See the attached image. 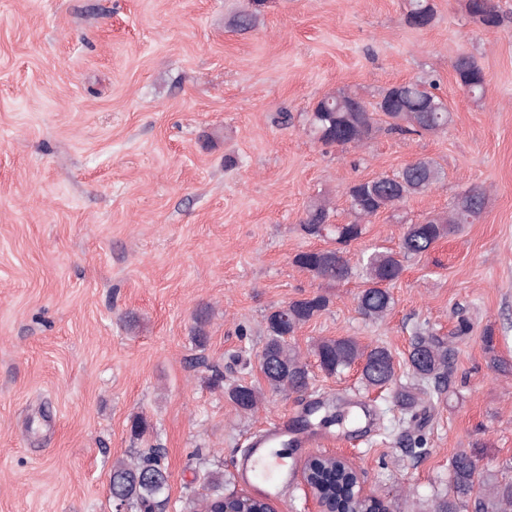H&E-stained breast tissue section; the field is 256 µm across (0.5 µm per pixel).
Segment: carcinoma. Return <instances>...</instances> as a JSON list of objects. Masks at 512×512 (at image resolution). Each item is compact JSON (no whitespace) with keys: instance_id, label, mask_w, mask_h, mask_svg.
Wrapping results in <instances>:
<instances>
[{"instance_id":"1","label":"carcinoma","mask_w":512,"mask_h":512,"mask_svg":"<svg viewBox=\"0 0 512 512\" xmlns=\"http://www.w3.org/2000/svg\"><path fill=\"white\" fill-rule=\"evenodd\" d=\"M265 0H251V9L238 14L235 26L241 32L252 30ZM466 11L486 29H497L509 20L496 0H466ZM434 4L428 0H408L406 23L420 18L419 26L427 28L435 20ZM459 85L467 94L480 99L485 94L486 73L470 54H459L452 63ZM435 83L425 80L408 81L391 86L374 103L363 100L356 92L339 90L325 95L314 106L308 118L309 130L317 140L341 147H362L377 133L438 135L448 129L450 110L434 108L441 99L432 93ZM441 166L432 159L416 160L393 175H380L351 184L345 191L348 221L331 223L333 208L326 199H314L304 211L301 229L310 238L329 237L337 244L334 249H309L295 255L293 262L313 278L332 288L353 277L362 280L356 295L359 313L368 320H385L395 305L392 286L405 271V263L427 252L438 240L450 236L463 224H469L484 210L488 191L473 186L458 195L448 211L418 224H407L397 249H374L351 264L346 247L360 240L366 224L387 211H397L412 197L423 195L444 180ZM326 293L288 302V322L271 310L264 317L266 341L260 357L269 365L261 367L267 391L271 393H305L310 386L307 364L296 345L288 337L312 321L330 306ZM210 313L200 309L195 316L194 342L205 348L206 326ZM484 348L491 353L490 367L506 369L507 363L493 355V334L483 336ZM453 349L450 341L434 335L418 325L413 331L404 370L391 351L384 346L371 349L361 346L351 337L327 338L313 345L321 371L335 377L352 368L359 372V382L367 390L384 388L392 391L394 406L401 417L399 425L410 438L420 430L416 408L445 394L455 393L448 367ZM212 386L223 391L231 404L244 412L255 410L264 398V390L248 383L224 386V373L215 371ZM164 449L150 448L129 460H118L110 472L112 498L120 500L132 512H160L168 500L169 475L163 465ZM323 493L340 502L346 496L352 477L346 470L324 464L312 470ZM478 495V512H512V478H498L480 464L477 456L460 451L448 460V492L432 499L430 512H464L473 495ZM224 503V474L209 472L205 476L203 493L188 503L189 512H216Z\"/></svg>"}]
</instances>
